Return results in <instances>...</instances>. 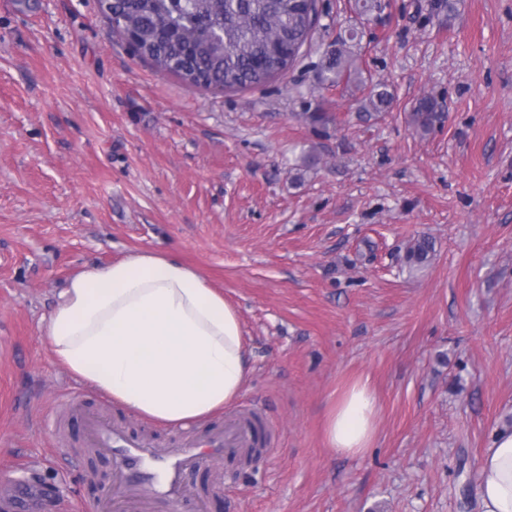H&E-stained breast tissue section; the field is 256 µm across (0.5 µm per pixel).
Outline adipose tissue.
Here are the masks:
<instances>
[{"label":"adipose tissue","mask_w":512,"mask_h":512,"mask_svg":"<svg viewBox=\"0 0 512 512\" xmlns=\"http://www.w3.org/2000/svg\"><path fill=\"white\" fill-rule=\"evenodd\" d=\"M45 336L54 357L87 388L163 425L201 423L246 389L254 367L239 317L196 269L140 251L76 273ZM376 398L358 381L331 400L325 441L355 456L376 435ZM482 512H512V427L479 461Z\"/></svg>","instance_id":"adipose-tissue-1"}]
</instances>
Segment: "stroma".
I'll list each match as a JSON object with an SVG mask.
<instances>
[{"mask_svg": "<svg viewBox=\"0 0 512 512\" xmlns=\"http://www.w3.org/2000/svg\"><path fill=\"white\" fill-rule=\"evenodd\" d=\"M453 3L383 0L363 22L354 0H321L293 69L221 92L156 73L96 0H0V498L113 512L112 458L83 455L70 399L176 438L80 384L45 337L73 274L150 250L237 311L255 372L223 416L275 430L257 459L186 474L203 512H479V459L512 425V0ZM353 29L394 94L368 121L319 81ZM427 98L421 135L408 115ZM422 237L434 253L413 269ZM359 380L376 439L339 455L328 401ZM437 117L433 103L425 100L412 112L411 123L416 132L427 134L433 129Z\"/></svg>", "mask_w": 512, "mask_h": 512, "instance_id": "obj_1", "label": "stroma"}]
</instances>
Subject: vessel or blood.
I'll return each mask as SVG.
<instances>
[{
    "label": "vessel or blood",
    "instance_id": "b4317fda",
    "mask_svg": "<svg viewBox=\"0 0 512 512\" xmlns=\"http://www.w3.org/2000/svg\"><path fill=\"white\" fill-rule=\"evenodd\" d=\"M84 429L86 448L113 459L112 484L118 501L158 504L162 512H184L190 490L183 481L186 471L204 461L249 452L258 444V433L247 415L226 419L203 440L186 435L176 447L127 433L103 414L76 408Z\"/></svg>",
    "mask_w": 512,
    "mask_h": 512
}]
</instances>
